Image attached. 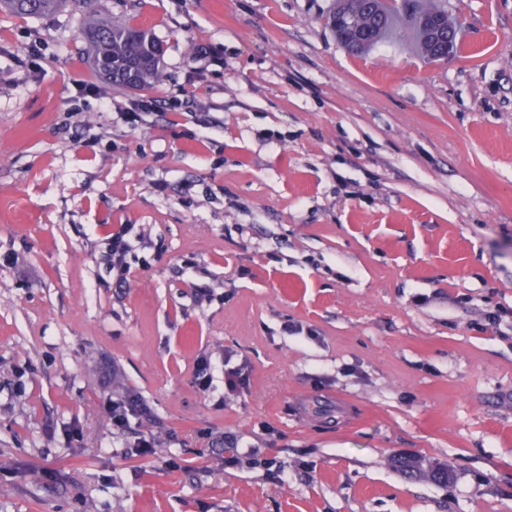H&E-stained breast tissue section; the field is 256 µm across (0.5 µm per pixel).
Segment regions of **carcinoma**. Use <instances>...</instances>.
I'll list each match as a JSON object with an SVG mask.
<instances>
[{"mask_svg":"<svg viewBox=\"0 0 512 512\" xmlns=\"http://www.w3.org/2000/svg\"><path fill=\"white\" fill-rule=\"evenodd\" d=\"M63 2L0 0V5L22 15L39 16ZM398 10L416 28L423 17L434 15L439 17L442 29L458 30L447 9L426 7L420 0H335L326 23L349 52L359 54L371 50L385 37L392 15ZM83 37L94 47L95 69L112 86L146 88L159 79L161 49L149 30L91 21L85 25Z\"/></svg>","mask_w":512,"mask_h":512,"instance_id":"carcinoma-1","label":"carcinoma"}]
</instances>
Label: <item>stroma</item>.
Instances as JSON below:
<instances>
[{
  "mask_svg": "<svg viewBox=\"0 0 512 512\" xmlns=\"http://www.w3.org/2000/svg\"><path fill=\"white\" fill-rule=\"evenodd\" d=\"M435 2L431 63L333 0L0 9V512H512V0ZM94 12L159 81L92 70ZM83 37L94 47L95 69L114 87L146 88L161 74V49L151 32L144 27L116 26L90 21ZM138 68L135 60L147 57ZM129 226L119 224L118 228L112 232L108 241V261L112 278L115 279L118 287H123L128 282L130 275V266L127 262V255L130 250V243L127 239Z\"/></svg>",
  "mask_w": 512,
  "mask_h": 512,
  "instance_id": "obj_1",
  "label": "stroma"
}]
</instances>
